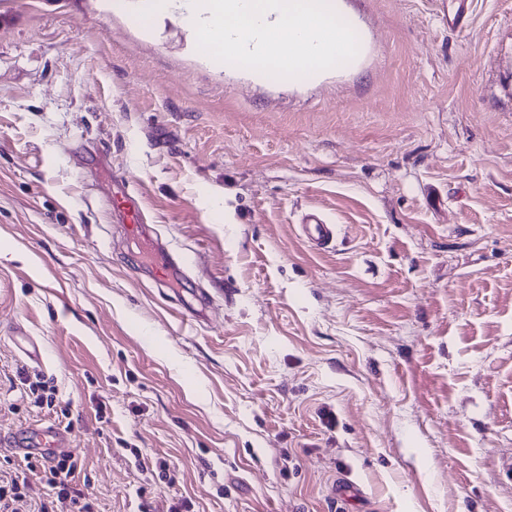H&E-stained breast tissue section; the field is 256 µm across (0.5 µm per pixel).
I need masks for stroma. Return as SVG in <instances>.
<instances>
[{
    "mask_svg": "<svg viewBox=\"0 0 512 512\" xmlns=\"http://www.w3.org/2000/svg\"><path fill=\"white\" fill-rule=\"evenodd\" d=\"M345 3L365 55L292 88L0 0L1 470L42 490L3 440L50 422L93 512H512V0ZM301 222L303 235L317 249L327 247L333 241L335 227L333 224H327L321 213L307 212ZM22 384L28 386V392L33 397V402L38 406L47 405L48 408L54 405L56 400L55 392L46 386L45 382L41 380V377L35 374V380H31L30 376L23 379Z\"/></svg>",
    "mask_w": 512,
    "mask_h": 512,
    "instance_id": "35a3bbf8",
    "label": "stroma"
}]
</instances>
